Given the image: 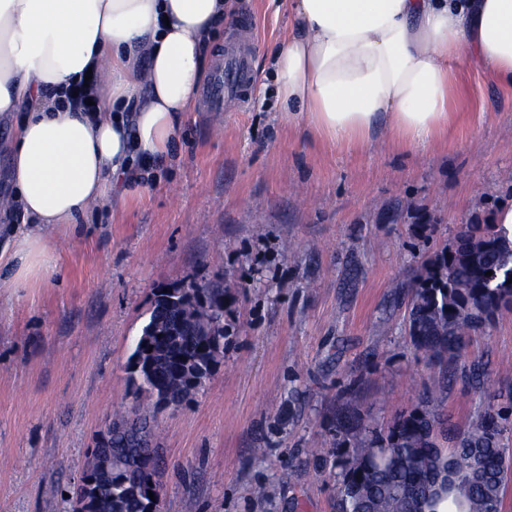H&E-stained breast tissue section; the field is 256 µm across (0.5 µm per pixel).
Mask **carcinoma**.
<instances>
[{
    "mask_svg": "<svg viewBox=\"0 0 512 512\" xmlns=\"http://www.w3.org/2000/svg\"><path fill=\"white\" fill-rule=\"evenodd\" d=\"M512 309V228L465 224L455 246L428 257L409 291L408 330L416 351L452 368L471 334ZM224 344V288L192 283L158 292L129 359L141 387L178 403L201 389ZM486 395L485 410L448 439L435 407L445 384L427 388L420 405L376 428L341 408L333 419L335 512H490L502 509L508 482L505 435L512 434V391L490 392L485 364L462 370ZM106 469L86 470L88 512H146L157 449L139 448L124 432L112 436Z\"/></svg>",
    "mask_w": 512,
    "mask_h": 512,
    "instance_id": "carcinoma-1",
    "label": "carcinoma"
}]
</instances>
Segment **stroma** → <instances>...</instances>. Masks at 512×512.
I'll return each mask as SVG.
<instances>
[{
	"instance_id": "obj_1",
	"label": "stroma",
	"mask_w": 512,
	"mask_h": 512,
	"mask_svg": "<svg viewBox=\"0 0 512 512\" xmlns=\"http://www.w3.org/2000/svg\"><path fill=\"white\" fill-rule=\"evenodd\" d=\"M287 27L269 0H238L208 54L250 49L242 110L199 105L150 194L95 205L49 280L0 270V512H70L99 432L137 408L154 414L159 512H334L337 409L384 427L443 377L411 344L407 289L512 203V88L471 69L429 143L333 144L281 117L268 54ZM189 282L223 285L224 351L159 409L128 358L157 290ZM466 357L512 389V311ZM484 407L456 377L440 411L457 429Z\"/></svg>"
}]
</instances>
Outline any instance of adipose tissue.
Wrapping results in <instances>:
<instances>
[{
	"instance_id": "1",
	"label": "adipose tissue",
	"mask_w": 512,
	"mask_h": 512,
	"mask_svg": "<svg viewBox=\"0 0 512 512\" xmlns=\"http://www.w3.org/2000/svg\"><path fill=\"white\" fill-rule=\"evenodd\" d=\"M234 14L235 0H0V115L27 114L10 174L29 227L0 249L13 287L54 276L58 238L168 155L213 26ZM288 14L272 51L283 116L338 144L428 143L474 67L512 87V0H288ZM91 69L97 110L70 108L65 88Z\"/></svg>"
}]
</instances>
